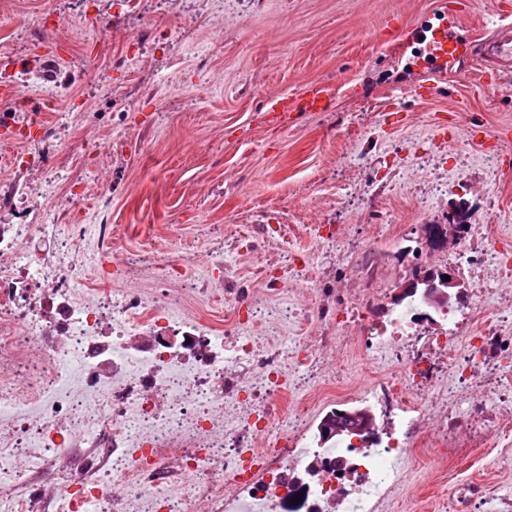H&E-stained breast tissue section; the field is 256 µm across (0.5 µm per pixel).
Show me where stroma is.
<instances>
[{"label":"stroma","mask_w":512,"mask_h":512,"mask_svg":"<svg viewBox=\"0 0 512 512\" xmlns=\"http://www.w3.org/2000/svg\"><path fill=\"white\" fill-rule=\"evenodd\" d=\"M447 6L475 61L488 20L512 0H260L247 16L215 0H0L12 79L27 106L49 105L46 124L62 128L46 212L80 224L106 213L117 250L187 259L198 274L200 229L227 239L284 225L285 239L231 260L253 282L264 259L285 251L321 262L311 227L332 223L384 258V285L397 289L409 278L394 255L418 247L422 225L460 218L512 231V149L499 135L512 127V75L483 80L473 64L433 82L414 65L417 33ZM147 13L158 30L143 45ZM42 40L63 56L45 63ZM315 82L332 91L324 109L266 122L267 96L299 98ZM116 112L165 115L118 173L105 159ZM77 181L86 193L75 212L62 199ZM330 369L357 386L383 367L345 348ZM462 478L512 491V448L441 468L418 457L388 512H452Z\"/></svg>","instance_id":"1"}]
</instances>
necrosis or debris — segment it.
Listing matches in <instances>:
<instances>
[{
  "label": "necrosis or debris",
  "instance_id": "4bbe7bcc",
  "mask_svg": "<svg viewBox=\"0 0 512 512\" xmlns=\"http://www.w3.org/2000/svg\"><path fill=\"white\" fill-rule=\"evenodd\" d=\"M59 128L0 113V163L32 141L44 156ZM43 186L27 187V218L0 223V512H383L419 452L435 462L512 433V236L485 224L424 225L413 274L441 258L466 287L431 307L423 295L387 309L373 286L383 267L322 225L333 252L317 268L304 315L314 340L287 358L255 333L266 321L225 251L249 250L262 224L210 248L206 275L187 278L203 304L223 300L224 328L177 312L115 279L152 271L186 277L188 261L151 252L115 258L118 229L48 222ZM352 346L390 369L361 389L377 432L326 447L307 408H283L291 374L312 376L321 354ZM495 401L473 399L475 390ZM288 424L272 432L276 417ZM453 512H512V495L458 483Z\"/></svg>",
  "mask_w": 512,
  "mask_h": 512
}]
</instances>
